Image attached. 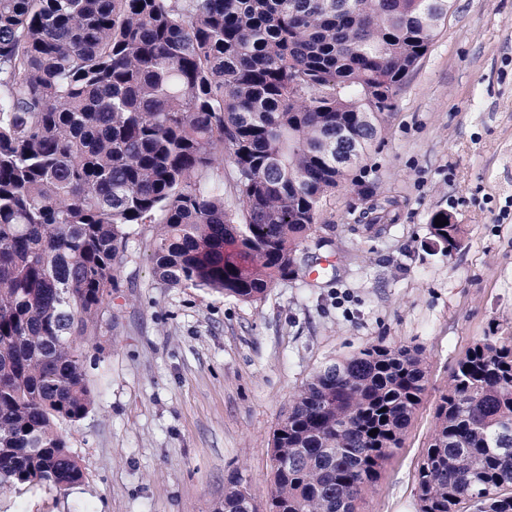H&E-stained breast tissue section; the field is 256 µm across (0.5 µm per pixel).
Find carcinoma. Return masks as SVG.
<instances>
[{
    "label": "carcinoma",
    "instance_id": "1",
    "mask_svg": "<svg viewBox=\"0 0 512 512\" xmlns=\"http://www.w3.org/2000/svg\"><path fill=\"white\" fill-rule=\"evenodd\" d=\"M453 0H0V489L68 490L61 431L96 395L136 226L163 287L243 302L312 266L324 194L389 114ZM231 159L236 210L203 173ZM429 233L450 256L460 224ZM318 244L330 240L318 236ZM423 351L374 344L317 368L272 434L260 504L233 474L215 512H357L426 390ZM377 433L370 434L371 430ZM419 512H512V336L474 342L439 397Z\"/></svg>",
    "mask_w": 512,
    "mask_h": 512
}]
</instances>
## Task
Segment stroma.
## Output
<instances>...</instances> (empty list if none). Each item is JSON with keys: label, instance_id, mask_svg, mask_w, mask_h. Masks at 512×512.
Returning a JSON list of instances; mask_svg holds the SVG:
<instances>
[{"label": "stroma", "instance_id": "35a3bbf8", "mask_svg": "<svg viewBox=\"0 0 512 512\" xmlns=\"http://www.w3.org/2000/svg\"><path fill=\"white\" fill-rule=\"evenodd\" d=\"M391 200L386 231L351 224ZM445 210L464 228L444 255ZM315 269L241 302L154 277L143 224L111 320L84 343L97 408L63 433L84 472L62 493L0 494V512H214L239 473L264 499L272 433L312 372L370 344L422 348L428 382L403 445L360 512H418L416 470L435 404L466 350L512 334V0H454L372 147L320 202ZM441 216V220H447L448 224L443 227H436L435 218ZM429 233L435 244L445 250V255L451 256L462 244L463 228L461 224H456L455 218L448 211L441 210L435 212L430 219Z\"/></svg>", "mask_w": 512, "mask_h": 512}]
</instances>
